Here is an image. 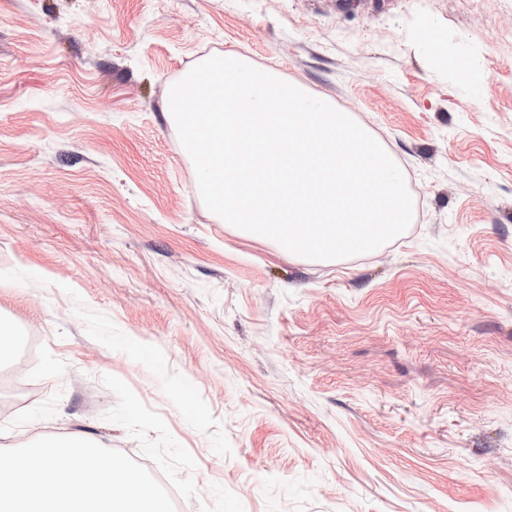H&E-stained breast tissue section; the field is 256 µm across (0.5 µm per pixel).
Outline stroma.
<instances>
[{"instance_id": "1", "label": "stroma", "mask_w": 512, "mask_h": 512, "mask_svg": "<svg viewBox=\"0 0 512 512\" xmlns=\"http://www.w3.org/2000/svg\"><path fill=\"white\" fill-rule=\"evenodd\" d=\"M224 52L381 141L410 228L328 263L211 213L162 112ZM0 324V448L178 512H512V0H0Z\"/></svg>"}]
</instances>
